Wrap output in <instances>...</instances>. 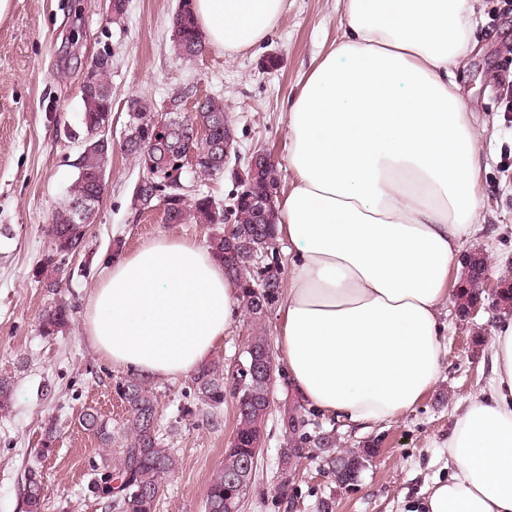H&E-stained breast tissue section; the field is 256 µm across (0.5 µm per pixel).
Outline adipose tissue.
Segmentation results:
<instances>
[{"instance_id": "obj_1", "label": "adipose tissue", "mask_w": 512, "mask_h": 512, "mask_svg": "<svg viewBox=\"0 0 512 512\" xmlns=\"http://www.w3.org/2000/svg\"><path fill=\"white\" fill-rule=\"evenodd\" d=\"M344 36L288 107L293 188L277 234L292 258L277 348L294 394L356 425L414 408L441 373L440 307L478 231L481 135L455 67L475 0H340ZM288 0H195L211 47L262 43ZM240 290L198 242L160 237L111 260L86 333L112 365L157 380L197 370L240 315ZM491 378L448 436L426 512H512V314Z\"/></svg>"}]
</instances>
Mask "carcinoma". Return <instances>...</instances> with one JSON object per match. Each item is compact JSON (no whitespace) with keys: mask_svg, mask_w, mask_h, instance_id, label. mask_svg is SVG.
<instances>
[{"mask_svg":"<svg viewBox=\"0 0 512 512\" xmlns=\"http://www.w3.org/2000/svg\"><path fill=\"white\" fill-rule=\"evenodd\" d=\"M172 43L175 53L185 61H191L203 49V36L194 17L192 0H181L178 11L172 21ZM83 125L85 144L81 147L75 167L77 176L69 191V203L55 212L48 225L50 249L45 255L42 270L46 272L45 288L52 293L59 288V276L62 264L75 255L74 249H80L85 241L87 225L75 223L72 216V202L92 193L104 192L100 185L102 177L112 159V143H99V137L92 134L105 114L111 111L105 96L94 92L83 98ZM146 105L133 101L129 111L131 128L127 135L124 151L133 156L140 165H146L145 154L153 152L155 158L162 157V151L152 149L151 141L156 124L155 113L145 111ZM187 124H200L210 132L212 143L198 145L189 143L187 132L190 128L179 125L172 132L167 144V153L171 161H176L178 153L194 148L201 160L194 168L200 179L210 178L224 172V149L212 151L215 143L236 144L235 129L224 109V102L207 98L198 110L188 114ZM143 178L154 179L160 184L155 195L143 200L142 207L148 209L161 203L165 204L166 223L168 224H222L228 218L237 226V233L232 241L224 239V234H214L209 242L211 251L222 263L227 274L235 281L242 293L245 311L257 320L263 316L260 304L273 305L283 287V277L279 266H257L254 257L275 249L277 238L276 224H260L251 204V197L276 194L277 172H272L269 179H258L245 171L237 177L235 193L232 196V209L224 211L212 196L196 194L187 197L186 192L170 186H161L162 178L152 170H144ZM479 279L468 281L460 289L458 297L464 299L461 307H466L483 298ZM69 323V308L63 301H58L42 314L41 330L46 336H57L64 332ZM258 355L271 375L262 378L253 374H239L243 384L234 385L233 396L237 405V425L233 440L224 457V468L211 482L205 500V512H230L229 506L243 503L252 483V475L239 479V473L247 463L253 462V443L258 434L262 419L258 418L255 406L262 405L272 393L276 365L265 336L257 334L250 340L246 349V360L252 362ZM194 392L198 401L211 410L224 405V376L214 364L199 367L192 379ZM120 396L130 408L131 418L123 428L114 431L95 413L83 416V425L95 432L102 444L110 446L120 444L122 458L117 472L108 469L101 471L100 477L93 483V489L106 495L108 507L112 512H154L155 503L163 490L165 476L173 472L178 465V458L173 449L168 448L160 438L156 412V396L144 378L132 375L118 384ZM284 423L289 430V447L283 451L280 487L288 490V473L295 460L303 457L305 449L322 450L324 460L329 468L351 460V453H336V439L333 435L321 432L311 436L304 431L306 420L293 411L285 413ZM132 484L126 493L115 483ZM27 506L29 512H41V483L35 473H30L27 487Z\"/></svg>","mask_w":512,"mask_h":512,"instance_id":"1","label":"carcinoma"}]
</instances>
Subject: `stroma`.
I'll return each instance as SVG.
<instances>
[{"label": "stroma", "instance_id": "stroma-1", "mask_svg": "<svg viewBox=\"0 0 512 512\" xmlns=\"http://www.w3.org/2000/svg\"><path fill=\"white\" fill-rule=\"evenodd\" d=\"M288 3L286 16L261 45L231 56L207 46L185 62L171 42L179 0H126L117 22L108 0H9L0 17V378L11 382L14 397L8 412L0 413V512H27L25 479L32 470L41 475L45 512H107L105 498L89 487L104 465H118L119 450L102 447L80 421L95 411L113 428L123 427L130 412L117 384L128 372L112 366L88 340L87 300L113 253L135 252L160 236L204 244L218 230L214 224H168L161 208H135L134 187L143 169L121 148L128 105L141 99L162 107L177 88L187 90L190 108L209 96L222 99L239 157L203 182L184 170L183 184L228 204L236 171L251 153L264 150L277 163L282 189H289L288 104L342 27L336 0ZM477 19L478 45L455 71L482 134V230L464 249L492 252L488 271L496 280L512 269V112L505 111L497 90L499 77L512 74V0H480ZM104 52L112 59V160L84 246L66 262L61 297L70 308L69 328L47 337L39 325L53 301L40 281L47 225L67 202L77 175L76 137L84 132L80 88L90 61ZM283 308L279 299L260 319L240 315L210 363L229 377L252 336L276 343ZM500 319L489 298L467 319L454 301H445L447 352L437 382L413 410L366 428L301 402L284 362H277L262 449L241 512H414L426 489L449 474L444 444L456 418L488 383V344ZM150 387L164 443L178 457L156 512H204L207 487L234 435L236 401L225 397L214 425L190 376ZM294 407L334 433L339 451L379 442L357 481L339 485L321 459L304 457L293 466L287 490H280L282 416ZM51 420L56 434L45 456L40 448Z\"/></svg>", "mask_w": 512, "mask_h": 512}]
</instances>
